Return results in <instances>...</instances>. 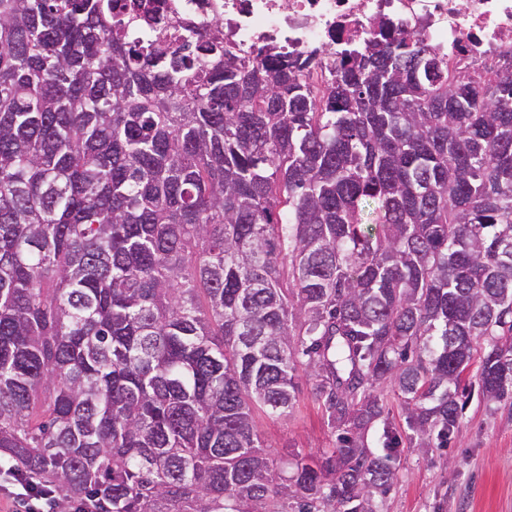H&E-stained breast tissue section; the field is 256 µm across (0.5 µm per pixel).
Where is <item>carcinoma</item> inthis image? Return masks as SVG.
<instances>
[{
	"instance_id": "cac0c4a2",
	"label": "carcinoma",
	"mask_w": 512,
	"mask_h": 512,
	"mask_svg": "<svg viewBox=\"0 0 512 512\" xmlns=\"http://www.w3.org/2000/svg\"><path fill=\"white\" fill-rule=\"evenodd\" d=\"M153 2L0 0V461L59 512H379L385 386L422 448L512 403V64L381 27L317 89ZM302 366L336 440L286 464Z\"/></svg>"
}]
</instances>
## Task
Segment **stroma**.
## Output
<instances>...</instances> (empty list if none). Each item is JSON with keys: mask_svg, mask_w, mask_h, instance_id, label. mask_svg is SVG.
I'll list each match as a JSON object with an SVG mask.
<instances>
[{"mask_svg": "<svg viewBox=\"0 0 512 512\" xmlns=\"http://www.w3.org/2000/svg\"><path fill=\"white\" fill-rule=\"evenodd\" d=\"M258 428L277 457L288 460L335 443L305 377L288 416L260 418ZM398 460L381 512H512V406L472 392L448 447L424 450L405 440Z\"/></svg>", "mask_w": 512, "mask_h": 512, "instance_id": "stroma-1", "label": "stroma"}]
</instances>
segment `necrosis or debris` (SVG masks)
Returning a JSON list of instances; mask_svg holds the SVG:
<instances>
[{
	"instance_id": "4bbe7bcc",
	"label": "necrosis or debris",
	"mask_w": 512,
	"mask_h": 512,
	"mask_svg": "<svg viewBox=\"0 0 512 512\" xmlns=\"http://www.w3.org/2000/svg\"><path fill=\"white\" fill-rule=\"evenodd\" d=\"M167 16L218 22L225 38L250 53L273 47L291 57L316 54L306 70L319 85L347 44L363 45L372 23L417 32L461 70L512 60V0H157Z\"/></svg>"
}]
</instances>
